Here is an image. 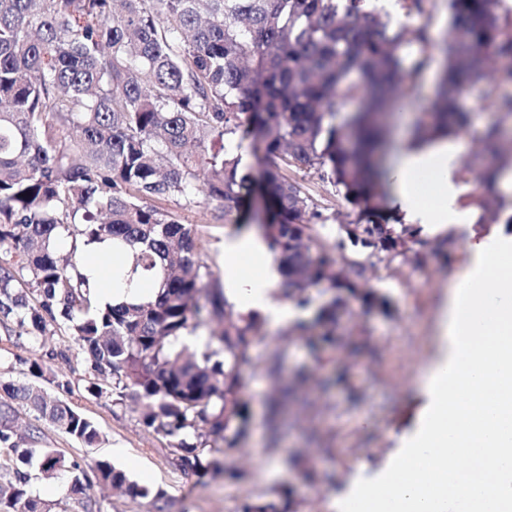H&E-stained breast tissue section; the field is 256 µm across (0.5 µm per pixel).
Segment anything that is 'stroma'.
Segmentation results:
<instances>
[{
	"mask_svg": "<svg viewBox=\"0 0 512 512\" xmlns=\"http://www.w3.org/2000/svg\"><path fill=\"white\" fill-rule=\"evenodd\" d=\"M443 64L440 50L431 49L414 93L383 114L387 142L411 135L430 110ZM287 175L303 186L322 214L315 223L320 244L338 260L362 262L367 287L384 294L389 305L386 312L362 315L358 302H350L353 316L345 320L342 333L351 337V351L311 347L292 338L288 324L275 329L260 324V339L246 369L250 417L245 437L239 448L220 455L224 464H243L246 478L231 482L210 471L177 467L167 454L166 439L145 427L132 407L115 403L109 383H102L101 393L89 392L85 362L68 332L55 327L49 336L33 341L9 334L0 324V380L31 383L30 366L39 363L58 383L54 395L102 433L98 447L84 448L49 427L44 447L69 461L100 458L118 468L132 458L137 467L129 471L130 480L164 491L171 512H236L244 499H271L288 487L294 490L296 512H339L337 490L387 469L429 402L419 386L421 373L448 352L440 318L449 288L469 266L470 236L461 232L459 243L448 247L442 235L423 230L415 255L389 264L376 262L368 249L351 241L345 226L355 213L329 182L300 166L289 168ZM158 205L192 229L201 265L223 277L224 242L249 232V225L225 223L223 202L203 190L188 198H164ZM279 346L285 350L282 372L272 377L265 363ZM283 382L298 383L299 398L274 416L269 397Z\"/></svg>",
	"mask_w": 512,
	"mask_h": 512,
	"instance_id": "35a3bbf8",
	"label": "stroma"
}]
</instances>
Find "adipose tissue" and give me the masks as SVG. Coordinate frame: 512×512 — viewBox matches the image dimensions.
<instances>
[{"label":"adipose tissue","mask_w":512,"mask_h":512,"mask_svg":"<svg viewBox=\"0 0 512 512\" xmlns=\"http://www.w3.org/2000/svg\"><path fill=\"white\" fill-rule=\"evenodd\" d=\"M461 152L460 143L444 138L428 144L400 140L391 171V199L406 223L432 233L467 229L460 207L468 192L460 178ZM112 251L110 244L96 245L95 260L84 268L100 301L116 304L150 297L152 288L137 276L129 285L113 287L106 265ZM279 281L278 266L264 239L245 233L225 241L224 295L239 312H255L273 328L302 318L301 308L278 299Z\"/></svg>","instance_id":"obj_1"}]
</instances>
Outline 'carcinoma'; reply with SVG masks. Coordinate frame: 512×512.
Segmentation results:
<instances>
[{
	"instance_id": "cac0c4a2",
	"label": "carcinoma",
	"mask_w": 512,
	"mask_h": 512,
	"mask_svg": "<svg viewBox=\"0 0 512 512\" xmlns=\"http://www.w3.org/2000/svg\"><path fill=\"white\" fill-rule=\"evenodd\" d=\"M365 0H0V323L32 340L63 324L92 376L111 380L117 403L129 401L142 423L170 438L183 469H210L231 480L234 465L203 462L208 440L235 448L249 404L245 367L259 318L233 311L216 280L204 281L191 230L153 200L189 197L203 181L240 224L253 191L264 202L263 235L282 276V296L302 305L313 286L330 299L318 341L349 345L336 326L349 314L384 312L385 295L361 282L364 266L339 264L317 248L316 205L285 171L313 168L358 208L352 237L380 260L418 243L412 225L390 212L379 188L376 150L385 145L382 114L415 89L432 37ZM501 0H448L446 58L439 99L416 138L466 130L459 95L476 90L499 112L465 168L478 173L471 194L476 224L512 234V199L497 182L512 171V11ZM433 0H402L408 16L426 17ZM421 58L405 66L401 49ZM248 120L263 151L260 182L239 169L225 141ZM491 155L494 168L475 163ZM129 247L131 273L160 279L155 297L101 305L83 274L93 246ZM42 298L39 306L29 295ZM217 323L203 350L177 347L184 332ZM34 414L29 448L19 446L18 409ZM47 425L93 448L100 431L40 383H0V512H54L28 496L39 475L67 474L69 497L93 512V482L133 499L166 494L129 479L107 460L82 465L41 448ZM191 433L196 442L184 435ZM251 501L239 512H293L290 491Z\"/></svg>"
}]
</instances>
